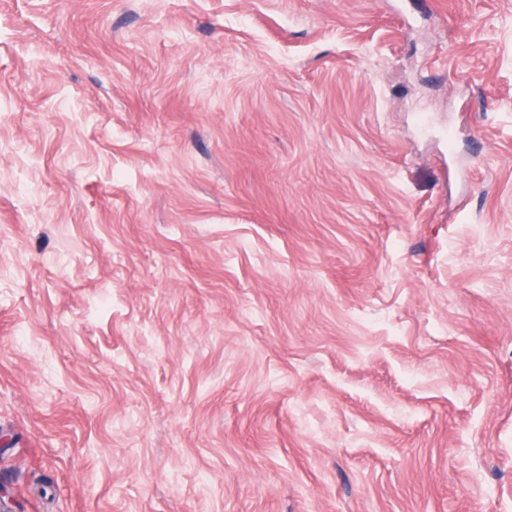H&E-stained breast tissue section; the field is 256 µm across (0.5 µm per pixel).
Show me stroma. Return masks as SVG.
<instances>
[{
  "label": "stroma",
  "instance_id": "obj_1",
  "mask_svg": "<svg viewBox=\"0 0 512 512\" xmlns=\"http://www.w3.org/2000/svg\"><path fill=\"white\" fill-rule=\"evenodd\" d=\"M11 512H512V0H0Z\"/></svg>",
  "mask_w": 512,
  "mask_h": 512
}]
</instances>
